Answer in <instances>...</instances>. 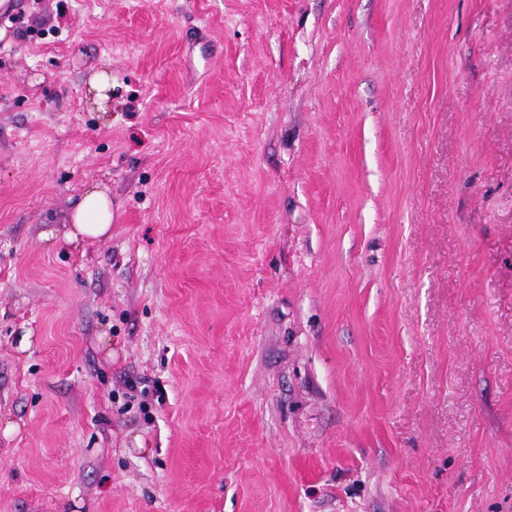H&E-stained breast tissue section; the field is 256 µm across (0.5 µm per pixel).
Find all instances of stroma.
Instances as JSON below:
<instances>
[{
    "label": "stroma",
    "mask_w": 512,
    "mask_h": 512,
    "mask_svg": "<svg viewBox=\"0 0 512 512\" xmlns=\"http://www.w3.org/2000/svg\"><path fill=\"white\" fill-rule=\"evenodd\" d=\"M0 29V512H512V0ZM67 233L70 240L101 239L112 228V199L106 188L90 185L73 205Z\"/></svg>",
    "instance_id": "obj_1"
}]
</instances>
